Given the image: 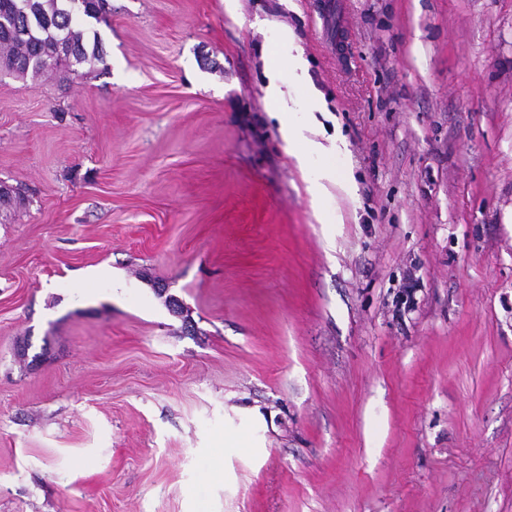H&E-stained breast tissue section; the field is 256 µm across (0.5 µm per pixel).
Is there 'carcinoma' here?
<instances>
[{
	"instance_id": "cac0c4a2",
	"label": "carcinoma",
	"mask_w": 512,
	"mask_h": 512,
	"mask_svg": "<svg viewBox=\"0 0 512 512\" xmlns=\"http://www.w3.org/2000/svg\"><path fill=\"white\" fill-rule=\"evenodd\" d=\"M109 0H0V74L38 77L62 65L70 75L104 62L94 24Z\"/></svg>"
}]
</instances>
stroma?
I'll return each mask as SVG.
<instances>
[{
  "instance_id": "obj_1",
  "label": "stroma",
  "mask_w": 512,
  "mask_h": 512,
  "mask_svg": "<svg viewBox=\"0 0 512 512\" xmlns=\"http://www.w3.org/2000/svg\"><path fill=\"white\" fill-rule=\"evenodd\" d=\"M110 2L0 75V512H512V0Z\"/></svg>"
}]
</instances>
